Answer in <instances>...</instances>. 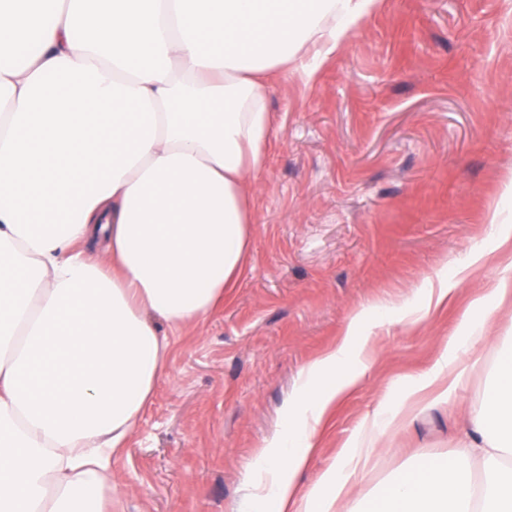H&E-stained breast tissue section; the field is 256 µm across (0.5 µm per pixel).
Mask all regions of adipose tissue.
I'll return each mask as SVG.
<instances>
[{
    "mask_svg": "<svg viewBox=\"0 0 512 512\" xmlns=\"http://www.w3.org/2000/svg\"><path fill=\"white\" fill-rule=\"evenodd\" d=\"M379 0H0V512H108L112 462L164 373L169 330L205 322L246 273L251 190L275 136L265 74L313 76ZM103 241L88 254L86 241ZM354 313L307 363L238 512H336L361 464L446 366L384 400L340 465L299 490L329 409L363 378ZM512 354L447 460L362 512H512ZM478 461L480 480L465 463Z\"/></svg>",
    "mask_w": 512,
    "mask_h": 512,
    "instance_id": "ef3b65f1",
    "label": "adipose tissue"
}]
</instances>
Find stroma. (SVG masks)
<instances>
[{
	"instance_id": "stroma-1",
	"label": "stroma",
	"mask_w": 512,
	"mask_h": 512,
	"mask_svg": "<svg viewBox=\"0 0 512 512\" xmlns=\"http://www.w3.org/2000/svg\"><path fill=\"white\" fill-rule=\"evenodd\" d=\"M268 106L278 135L253 186L248 273L223 310L171 337L168 373L112 463V512H235L299 371L354 312L416 302L445 272L447 304L372 329L364 378L321 428L301 483L340 465L364 419L483 316L480 366L384 437L352 501L448 458L512 347V241L497 245L487 224L512 182V0H383L316 81L272 79ZM476 248L484 260L457 272ZM501 285L502 302L472 307Z\"/></svg>"
}]
</instances>
